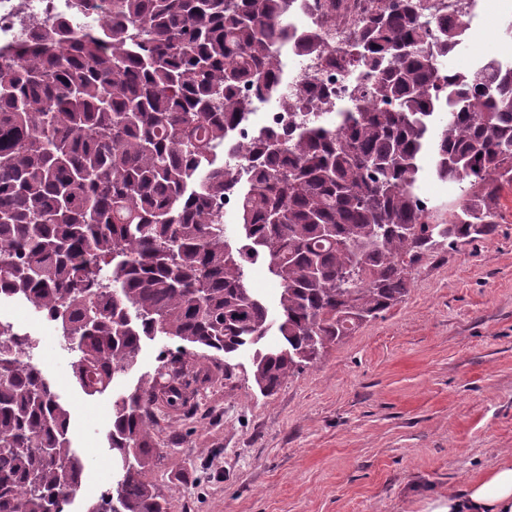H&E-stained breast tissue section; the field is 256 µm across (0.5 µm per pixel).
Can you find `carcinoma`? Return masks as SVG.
I'll return each instance as SVG.
<instances>
[{
	"mask_svg": "<svg viewBox=\"0 0 512 512\" xmlns=\"http://www.w3.org/2000/svg\"><path fill=\"white\" fill-rule=\"evenodd\" d=\"M291 0H112L102 28L59 24L0 63V303L53 320L87 396L136 370L143 339L225 358L251 352L273 394L359 325L407 296L428 252L496 231L512 185V63L451 73L467 13L432 40L423 0H376L336 65L361 73L351 103L291 134L222 150L244 85L277 87L276 45ZM298 49L321 53L315 32ZM457 186L455 210L416 204L421 162ZM237 198L236 224L211 199ZM280 287L277 317L249 287L258 260ZM282 344L261 345L272 326ZM32 338L0 321V512H61L85 464L71 412L33 359ZM145 374L112 404V485L86 512H167L149 479L162 402L193 405Z\"/></svg>",
	"mask_w": 512,
	"mask_h": 512,
	"instance_id": "cac0c4a2",
	"label": "carcinoma"
}]
</instances>
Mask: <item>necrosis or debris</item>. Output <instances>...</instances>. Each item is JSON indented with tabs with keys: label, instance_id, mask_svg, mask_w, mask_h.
<instances>
[{
	"label": "necrosis or debris",
	"instance_id": "4bbe7bcc",
	"mask_svg": "<svg viewBox=\"0 0 512 512\" xmlns=\"http://www.w3.org/2000/svg\"><path fill=\"white\" fill-rule=\"evenodd\" d=\"M368 7V0H346L345 7L337 10L330 0H294L288 17L290 39L277 51L281 62L278 82L299 100L300 106L289 109L275 98H262L251 88L241 87L240 95L248 109L233 135V145L244 144L264 131L287 132L322 99L333 101L347 96L359 78L358 72L336 67L327 56L298 52L292 38L321 31L329 49H336L365 22ZM111 13L112 0H85L79 9L74 8L73 0H0V61L21 46H34L39 32L59 22L78 28L95 26Z\"/></svg>",
	"mask_w": 512,
	"mask_h": 512
}]
</instances>
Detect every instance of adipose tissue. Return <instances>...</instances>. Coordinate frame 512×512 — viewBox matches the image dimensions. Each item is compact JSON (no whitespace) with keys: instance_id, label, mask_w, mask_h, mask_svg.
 I'll use <instances>...</instances> for the list:
<instances>
[{"instance_id":"ef3b65f1","label":"adipose tissue","mask_w":512,"mask_h":512,"mask_svg":"<svg viewBox=\"0 0 512 512\" xmlns=\"http://www.w3.org/2000/svg\"><path fill=\"white\" fill-rule=\"evenodd\" d=\"M425 512H512V458L482 471L448 496L429 498Z\"/></svg>"}]
</instances>
